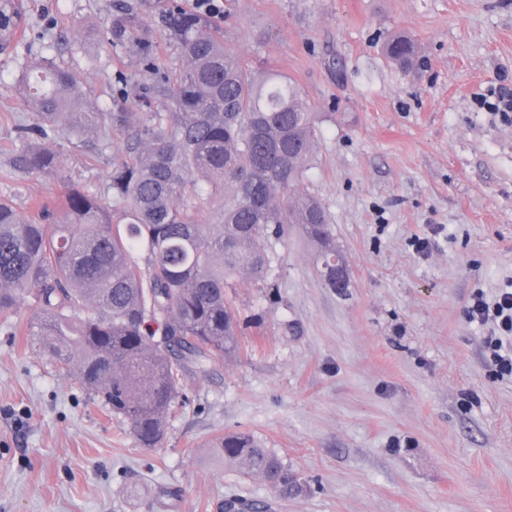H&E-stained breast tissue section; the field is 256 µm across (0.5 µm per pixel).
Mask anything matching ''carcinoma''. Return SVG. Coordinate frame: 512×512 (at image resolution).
Wrapping results in <instances>:
<instances>
[{
    "mask_svg": "<svg viewBox=\"0 0 512 512\" xmlns=\"http://www.w3.org/2000/svg\"><path fill=\"white\" fill-rule=\"evenodd\" d=\"M17 13V0H0L1 33ZM162 26L178 62L140 53L144 85L119 97L134 98L136 112L104 111L72 69L52 60L28 65L15 85L33 114L16 127L28 172L61 165L37 141L61 130L101 134L120 122L124 146L106 192L65 187L53 224L0 198V314L30 306L27 335L147 450L160 447L175 408L190 404L182 374L240 356L241 315L227 289L239 278L265 284L268 242L286 225H301L317 246L325 287L338 276L349 284L329 212L307 182L321 130L302 87L251 66L210 15L173 5ZM104 32L111 46L153 40L133 6L109 14ZM385 50L402 70L421 57L403 33ZM211 451L281 498L306 488L288 460L249 432L228 431ZM224 512L261 510L230 498Z\"/></svg>",
    "mask_w": 512,
    "mask_h": 512,
    "instance_id": "obj_1",
    "label": "carcinoma"
}]
</instances>
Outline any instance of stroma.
<instances>
[{"label":"stroma","instance_id":"35a3bbf8","mask_svg":"<svg viewBox=\"0 0 512 512\" xmlns=\"http://www.w3.org/2000/svg\"><path fill=\"white\" fill-rule=\"evenodd\" d=\"M23 0V33L0 45V197L23 215L55 206L64 184L103 192L122 133L52 137L50 175L14 165L16 122L32 114L13 85L45 56L76 68L111 105L139 73L104 44L120 4ZM227 43L295 79L322 120L310 186L344 255L349 288L317 274V248L289 225L271 241L267 285L229 296L249 323L240 358L190 369V406L161 448L95 408L40 342L0 319V512H220L243 497L271 512H512V376H494L469 321L476 292L512 286V120L491 110L512 92V0H223ZM395 32L422 67L388 59ZM83 50L71 55L68 39ZM247 430L288 459L310 490L283 500L225 470L210 445Z\"/></svg>","mask_w":512,"mask_h":512}]
</instances>
